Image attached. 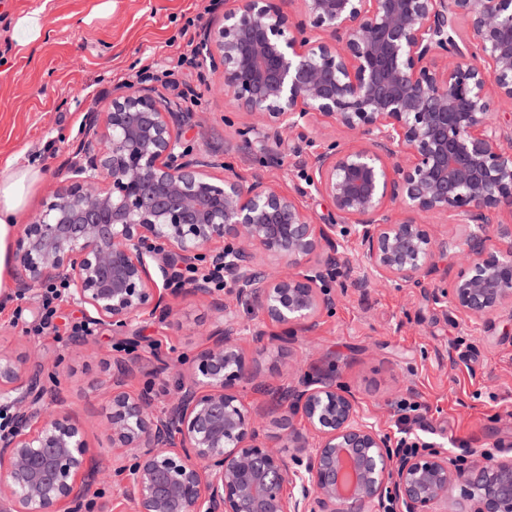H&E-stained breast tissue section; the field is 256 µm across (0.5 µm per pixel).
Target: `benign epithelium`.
<instances>
[{
	"mask_svg": "<svg viewBox=\"0 0 512 512\" xmlns=\"http://www.w3.org/2000/svg\"><path fill=\"white\" fill-rule=\"evenodd\" d=\"M231 2L197 53L252 117L247 145L264 152L304 135L314 114L359 136L309 141L304 192L330 203L328 222L202 154L181 102L113 88L112 111L85 113L66 183L17 230L14 294L32 301L60 285L91 328L125 336L147 311L172 313L176 271L195 270L191 291L218 318L208 346L180 359L165 404L149 386L123 389L129 365L111 376L106 430L130 456L100 471L82 429L51 410L39 352L22 362L0 350V411L12 420L0 435V512H57L87 498L95 474L119 482L132 512H381L387 498L398 512H448L457 488L468 512H512V458L460 469L438 450L397 456L353 396L322 378L278 393L276 449L238 391L251 380L244 335L274 324L286 345L335 307L350 233L358 286L438 281L431 300L461 316H512V118L499 117L512 112V0H297V21L279 0ZM441 216L464 236L432 231ZM213 263L224 301L206 275ZM241 307L260 317L241 324Z\"/></svg>",
	"mask_w": 512,
	"mask_h": 512,
	"instance_id": "7a95c632",
	"label": "benign epithelium"
}]
</instances>
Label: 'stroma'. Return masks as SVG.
<instances>
[{"label": "stroma", "mask_w": 512, "mask_h": 512, "mask_svg": "<svg viewBox=\"0 0 512 512\" xmlns=\"http://www.w3.org/2000/svg\"><path fill=\"white\" fill-rule=\"evenodd\" d=\"M103 2L0 0V155L20 152L37 161L43 171L37 201L65 180L85 113L111 111L112 87L141 88L135 65L144 58L155 75L153 87L166 97L176 98L179 84L200 93L196 121L187 131L197 147L232 164L243 181L262 175L297 196L318 221L327 219L328 201L301 192L297 134L270 144L267 153L249 151L241 135L249 115L210 91L219 75L206 66L176 68L179 31L208 0H111V9L94 14ZM39 7L41 37L24 47L15 44L16 19ZM343 253L336 305L316 330L282 349L242 339L254 379L240 389L244 401L267 410L273 400L256 392L254 383L277 388L329 375L387 435H396L400 426V401L412 399L427 409L431 427L425 440L450 459L512 447V317H460L433 304L427 287H355L362 274L358 243L346 242ZM15 306L0 296V349L22 353L32 344L46 358L59 359L57 409L83 429L91 454L103 464L126 454L102 428L110 410L106 382L116 362L136 364L125 380L128 392L150 381L158 398H165L175 373L159 371L161 359L205 348L203 332L214 316L208 300L185 290L172 314H142L125 337L96 330L89 347L76 353L54 337L22 335L10 324Z\"/></svg>", "instance_id": "35a3bbf8"}]
</instances>
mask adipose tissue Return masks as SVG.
<instances>
[{"label": "adipose tissue", "instance_id": "1", "mask_svg": "<svg viewBox=\"0 0 512 512\" xmlns=\"http://www.w3.org/2000/svg\"><path fill=\"white\" fill-rule=\"evenodd\" d=\"M41 168L13 154L0 159V292L12 278L11 244L18 224L27 219Z\"/></svg>", "mask_w": 512, "mask_h": 512}]
</instances>
